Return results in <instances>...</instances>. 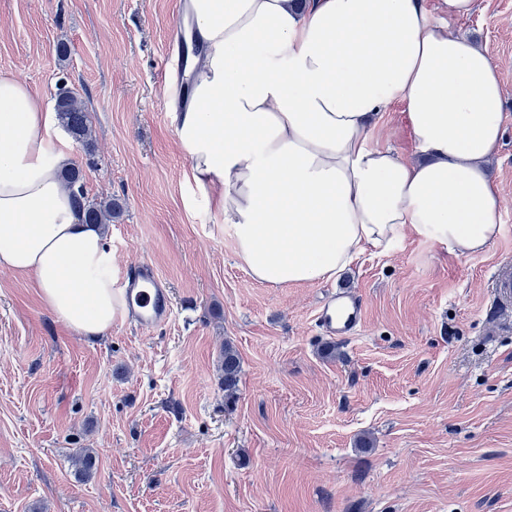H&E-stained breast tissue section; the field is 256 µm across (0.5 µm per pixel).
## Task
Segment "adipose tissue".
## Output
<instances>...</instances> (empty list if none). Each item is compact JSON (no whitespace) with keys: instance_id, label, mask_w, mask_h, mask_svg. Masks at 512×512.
I'll use <instances>...</instances> for the list:
<instances>
[{"instance_id":"ef3b65f1","label":"adipose tissue","mask_w":512,"mask_h":512,"mask_svg":"<svg viewBox=\"0 0 512 512\" xmlns=\"http://www.w3.org/2000/svg\"><path fill=\"white\" fill-rule=\"evenodd\" d=\"M476 0H187L200 52L172 114L187 181L228 228L252 279L336 278L364 249L411 234L457 256L501 231L490 170L502 141L498 64L458 29ZM403 102L414 151L379 145ZM55 115L0 75V269L34 276L79 337L122 304L103 226L59 177Z\"/></svg>"}]
</instances>
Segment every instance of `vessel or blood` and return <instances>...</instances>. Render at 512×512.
Instances as JSON below:
<instances>
[{
	"label": "vessel or blood",
	"instance_id": "vessel-or-blood-1",
	"mask_svg": "<svg viewBox=\"0 0 512 512\" xmlns=\"http://www.w3.org/2000/svg\"><path fill=\"white\" fill-rule=\"evenodd\" d=\"M126 308L146 325L168 322L173 313L170 296L162 286L156 268L147 262L139 266V274L124 290ZM363 319V307L355 294L339 290L331 292L321 303L317 320L330 336L353 335Z\"/></svg>",
	"mask_w": 512,
	"mask_h": 512
}]
</instances>
